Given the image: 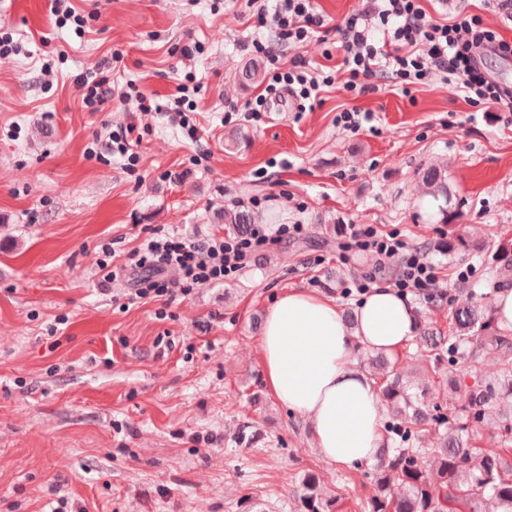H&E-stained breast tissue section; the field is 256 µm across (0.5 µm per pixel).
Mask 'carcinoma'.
<instances>
[{
    "mask_svg": "<svg viewBox=\"0 0 512 512\" xmlns=\"http://www.w3.org/2000/svg\"><path fill=\"white\" fill-rule=\"evenodd\" d=\"M261 77L258 61L239 73L248 85ZM419 177L434 199L448 198V167L430 165ZM216 218L237 233L256 223L252 211L238 206L217 210ZM447 248L472 249L496 277H512V240L488 253L464 237L450 236ZM487 351L499 357L497 377L475 381L460 396L458 369L479 362ZM404 358L448 375V405L415 404L397 365L382 355L371 359L393 438L374 467L375 489L366 500V512H512V329L502 328L493 306L485 302L450 307L448 333L423 327L413 351ZM492 420L499 424L498 438L495 448L487 449L481 443L482 430ZM426 436L433 447H418ZM427 458L432 460L430 468ZM306 489L301 512H340L335 505L341 497L319 498L316 479H310Z\"/></svg>",
    "mask_w": 512,
    "mask_h": 512,
    "instance_id": "cac0c4a2",
    "label": "carcinoma"
}]
</instances>
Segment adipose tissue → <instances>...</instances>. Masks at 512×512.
<instances>
[{"label":"adipose tissue","mask_w":512,"mask_h":512,"mask_svg":"<svg viewBox=\"0 0 512 512\" xmlns=\"http://www.w3.org/2000/svg\"><path fill=\"white\" fill-rule=\"evenodd\" d=\"M414 305L393 288L371 289L347 328L334 299L289 290L269 308L260 333L272 394L308 426L319 453L338 465L373 462L383 446L381 399L351 365L354 344L388 352L416 333Z\"/></svg>","instance_id":"obj_1"}]
</instances>
